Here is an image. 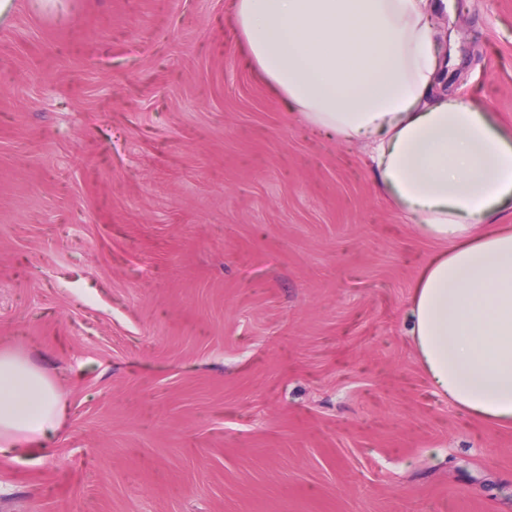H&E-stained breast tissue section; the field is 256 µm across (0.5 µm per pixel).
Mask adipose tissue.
<instances>
[{"label": "adipose tissue", "instance_id": "adipose-tissue-1", "mask_svg": "<svg viewBox=\"0 0 512 512\" xmlns=\"http://www.w3.org/2000/svg\"><path fill=\"white\" fill-rule=\"evenodd\" d=\"M431 0H235L260 72L291 110L339 140L366 139L381 186L450 248L414 292L411 329L435 388L512 421V136L441 92ZM63 419L53 385L0 354V447L43 446Z\"/></svg>", "mask_w": 512, "mask_h": 512}]
</instances>
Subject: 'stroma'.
Instances as JSON below:
<instances>
[{"mask_svg":"<svg viewBox=\"0 0 512 512\" xmlns=\"http://www.w3.org/2000/svg\"><path fill=\"white\" fill-rule=\"evenodd\" d=\"M448 92L512 132V0H448ZM302 121L232 0L0 14V352L64 407L0 512H512V423L410 334L448 249Z\"/></svg>","mask_w":512,"mask_h":512,"instance_id":"obj_1","label":"stroma"}]
</instances>
